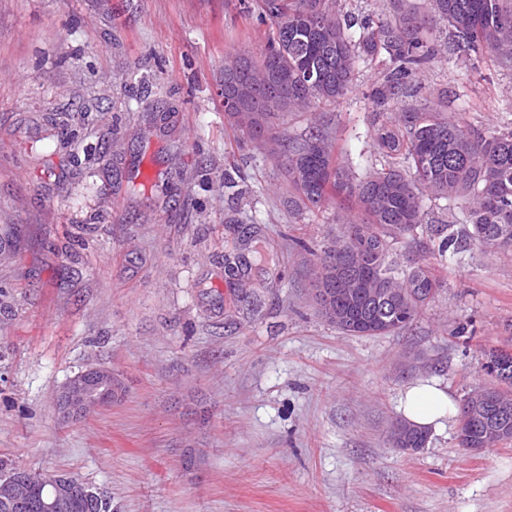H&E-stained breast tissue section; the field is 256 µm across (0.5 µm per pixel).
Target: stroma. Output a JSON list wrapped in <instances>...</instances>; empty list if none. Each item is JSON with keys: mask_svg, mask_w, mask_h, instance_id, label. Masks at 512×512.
I'll list each match as a JSON object with an SVG mask.
<instances>
[{"mask_svg": "<svg viewBox=\"0 0 512 512\" xmlns=\"http://www.w3.org/2000/svg\"><path fill=\"white\" fill-rule=\"evenodd\" d=\"M265 31L240 0H0V456L115 512H512V445L469 453L454 417L419 451L389 441L409 384L458 403L490 384L488 352L512 350V251L441 257L418 229L389 254L441 281L415 322H325L314 270L347 208L298 218L224 115V59L260 54ZM384 74L358 65L282 133L329 128L366 173ZM418 84L479 132L512 129L510 67L442 52ZM91 366L115 395L63 421L60 390Z\"/></svg>", "mask_w": 512, "mask_h": 512, "instance_id": "stroma-1", "label": "stroma"}]
</instances>
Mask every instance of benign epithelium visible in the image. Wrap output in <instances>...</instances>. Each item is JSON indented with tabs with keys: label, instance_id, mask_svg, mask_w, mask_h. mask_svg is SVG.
Instances as JSON below:
<instances>
[{
	"label": "benign epithelium",
	"instance_id": "7a95c632",
	"mask_svg": "<svg viewBox=\"0 0 512 512\" xmlns=\"http://www.w3.org/2000/svg\"><path fill=\"white\" fill-rule=\"evenodd\" d=\"M116 384L112 371L104 368H88L71 378L62 388L57 401L59 414L66 419H77L112 399ZM409 426L396 421L391 428L390 440L394 447L403 451H415L408 439ZM52 495L35 502L26 475H5L0 478V512H25L34 508L38 512H64L73 503L92 495L85 484L66 474L51 477Z\"/></svg>",
	"mask_w": 512,
	"mask_h": 512
}]
</instances>
